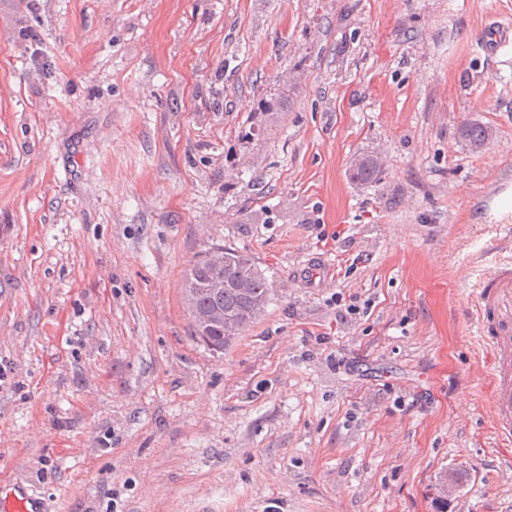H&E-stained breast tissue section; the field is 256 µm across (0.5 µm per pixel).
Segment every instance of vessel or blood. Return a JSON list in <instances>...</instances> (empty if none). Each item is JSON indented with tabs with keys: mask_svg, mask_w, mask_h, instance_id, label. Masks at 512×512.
Masks as SVG:
<instances>
[{
	"mask_svg": "<svg viewBox=\"0 0 512 512\" xmlns=\"http://www.w3.org/2000/svg\"><path fill=\"white\" fill-rule=\"evenodd\" d=\"M476 334L488 353V414L500 442L512 443V264H497L475 289Z\"/></svg>",
	"mask_w": 512,
	"mask_h": 512,
	"instance_id": "b4317fda",
	"label": "vessel or blood"
}]
</instances>
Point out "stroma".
<instances>
[{
	"mask_svg": "<svg viewBox=\"0 0 512 512\" xmlns=\"http://www.w3.org/2000/svg\"><path fill=\"white\" fill-rule=\"evenodd\" d=\"M500 24L512 0H0V485L46 512H512L467 315L512 259ZM216 246L270 296L221 353L182 293ZM462 137L468 143L472 150H482L491 135V129L479 124H465L460 128Z\"/></svg>",
	"mask_w": 512,
	"mask_h": 512,
	"instance_id": "stroma-1",
	"label": "stroma"
}]
</instances>
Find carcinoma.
<instances>
[{"label":"carcinoma","instance_id":"cac0c4a2","mask_svg":"<svg viewBox=\"0 0 512 512\" xmlns=\"http://www.w3.org/2000/svg\"><path fill=\"white\" fill-rule=\"evenodd\" d=\"M460 132L471 149L475 151L483 149L491 135L490 128L469 123L463 125ZM351 170L354 178L367 181L381 171V163L373 155L362 156L354 161ZM226 253L234 259V265L228 269L230 278L244 283L246 288H226L220 296L205 288L204 282L212 275V269L207 265V252L204 251L189 267L185 276L184 292L191 293L187 305L197 311L209 310L218 305L224 308L225 313L241 318L244 326L247 327L264 312L268 304L267 284L249 256L230 249L226 250ZM196 337L216 352L224 350L221 329L198 333Z\"/></svg>","mask_w":512,"mask_h":512}]
</instances>
